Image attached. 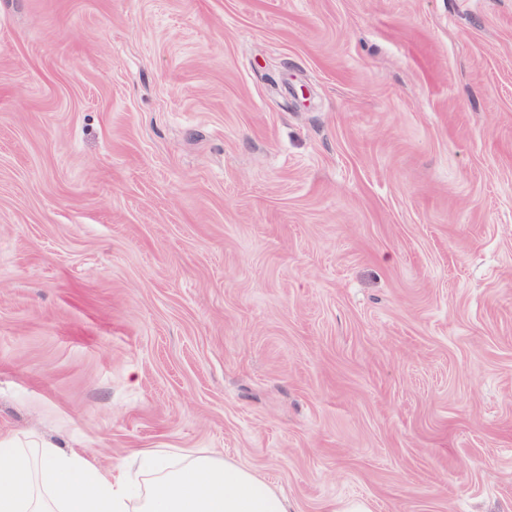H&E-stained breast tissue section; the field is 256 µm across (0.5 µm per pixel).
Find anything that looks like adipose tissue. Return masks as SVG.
Returning <instances> with one entry per match:
<instances>
[{
	"mask_svg": "<svg viewBox=\"0 0 512 512\" xmlns=\"http://www.w3.org/2000/svg\"><path fill=\"white\" fill-rule=\"evenodd\" d=\"M151 476L139 488L132 465ZM0 512H292L249 467L185 450L179 463L150 449L108 467L45 440L0 439Z\"/></svg>",
	"mask_w": 512,
	"mask_h": 512,
	"instance_id": "obj_1",
	"label": "adipose tissue"
}]
</instances>
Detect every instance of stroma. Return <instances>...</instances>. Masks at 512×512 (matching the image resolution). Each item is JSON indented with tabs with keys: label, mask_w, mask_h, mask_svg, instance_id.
Here are the masks:
<instances>
[{
	"label": "stroma",
	"mask_w": 512,
	"mask_h": 512,
	"mask_svg": "<svg viewBox=\"0 0 512 512\" xmlns=\"http://www.w3.org/2000/svg\"><path fill=\"white\" fill-rule=\"evenodd\" d=\"M0 438L512 512V0H0Z\"/></svg>",
	"instance_id": "35a3bbf8"
}]
</instances>
